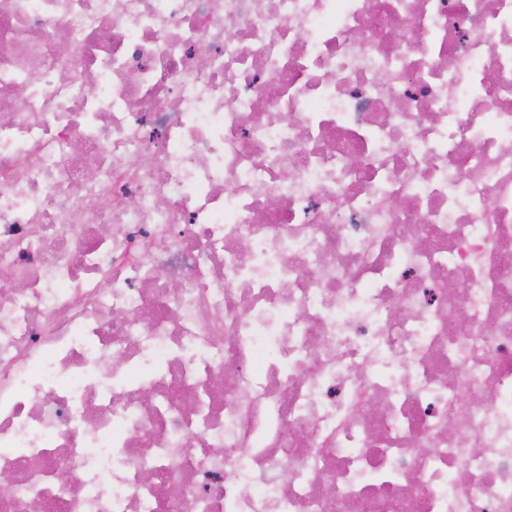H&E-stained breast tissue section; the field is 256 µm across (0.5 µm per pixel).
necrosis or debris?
Masks as SVG:
<instances>
[{
	"label": "necrosis or debris",
	"mask_w": 512,
	"mask_h": 512,
	"mask_svg": "<svg viewBox=\"0 0 512 512\" xmlns=\"http://www.w3.org/2000/svg\"><path fill=\"white\" fill-rule=\"evenodd\" d=\"M0 473L512 512V0H0Z\"/></svg>",
	"instance_id": "obj_1"
}]
</instances>
